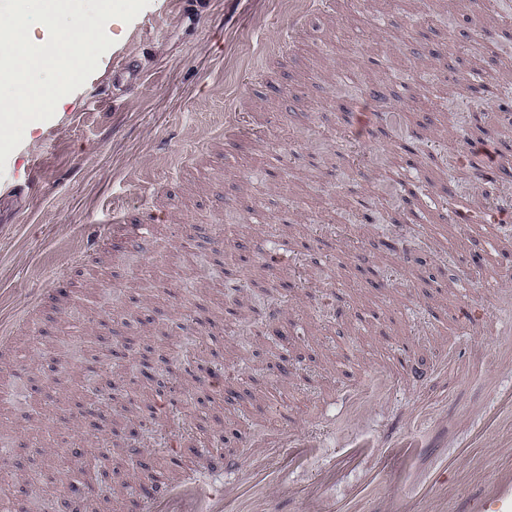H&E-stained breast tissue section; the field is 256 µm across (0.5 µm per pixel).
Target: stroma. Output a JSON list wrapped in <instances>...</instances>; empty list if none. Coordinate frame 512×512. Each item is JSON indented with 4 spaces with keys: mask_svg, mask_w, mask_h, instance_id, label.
Returning a JSON list of instances; mask_svg holds the SVG:
<instances>
[{
    "mask_svg": "<svg viewBox=\"0 0 512 512\" xmlns=\"http://www.w3.org/2000/svg\"><path fill=\"white\" fill-rule=\"evenodd\" d=\"M305 9L157 0L113 25V48L73 102L8 158L0 307L18 315L5 365L23 370L0 373V455L15 472L0 481V502L11 512H70L65 482L90 485L97 512H137L140 472L89 458L63 471V437L84 451L142 448L157 470L177 437L203 473L209 456L247 457L241 435L319 424L334 440L293 469L292 485H309L357 436L367 451L322 495L345 502L366 486L373 508L415 491L444 460L453 503L467 506L506 464L492 443L459 441L512 382V335L463 334L455 315L461 292L470 306L490 303L483 270L512 265V226L451 215L512 199V168L482 194L466 163L479 142L512 160V0H331L280 56L274 41ZM375 88L396 118L360 126ZM229 113L247 129L234 143L220 133ZM146 205L163 225L156 254L100 251L47 301L54 273L97 249L113 209ZM220 225L225 251L213 245ZM395 237L414 266L391 250ZM269 238L287 244L290 265L256 256ZM406 343L436 371L431 386L348 414L342 388ZM210 370L227 373L229 394L205 384ZM419 410L428 448L404 460L397 482L368 485L378 445Z\"/></svg>",
    "mask_w": 512,
    "mask_h": 512,
    "instance_id": "35a3bbf8",
    "label": "stroma"
}]
</instances>
